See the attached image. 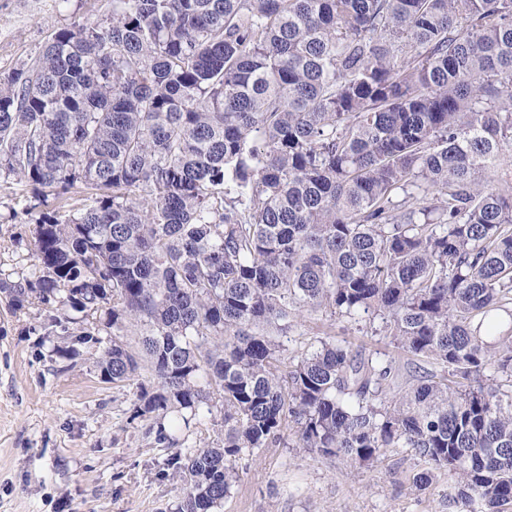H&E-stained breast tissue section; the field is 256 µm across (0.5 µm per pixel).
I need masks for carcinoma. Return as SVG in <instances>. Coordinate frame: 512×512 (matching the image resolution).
I'll return each mask as SVG.
<instances>
[{"label": "carcinoma", "instance_id": "obj_1", "mask_svg": "<svg viewBox=\"0 0 512 512\" xmlns=\"http://www.w3.org/2000/svg\"><path fill=\"white\" fill-rule=\"evenodd\" d=\"M110 4L0 75V173L83 190L0 292L102 346L103 381L145 370L156 443L220 409L216 440L167 459L177 512H221L289 422L353 469L409 452L416 491L448 472L455 512H512V170L487 177L512 159V0ZM305 312L379 319L437 369L402 387L328 335L288 359Z\"/></svg>", "mask_w": 512, "mask_h": 512}]
</instances>
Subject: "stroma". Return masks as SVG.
<instances>
[{"mask_svg":"<svg viewBox=\"0 0 512 512\" xmlns=\"http://www.w3.org/2000/svg\"><path fill=\"white\" fill-rule=\"evenodd\" d=\"M109 10V0H0V72L31 64L53 33ZM39 211L29 187L0 175V279L29 273L27 222ZM328 333L395 360L399 381L410 379L388 339L322 313L297 318L283 342L293 355ZM71 346L75 358L59 357ZM98 355L49 324L41 306L14 309L0 295V512H175L184 485L166 467L171 451L155 443L152 418L134 413L142 378L102 382ZM284 437L242 460L221 512H448L447 475L411 490L417 468L405 453L357 471L299 448L292 432Z\"/></svg>","mask_w":512,"mask_h":512,"instance_id":"stroma-1","label":"stroma"}]
</instances>
